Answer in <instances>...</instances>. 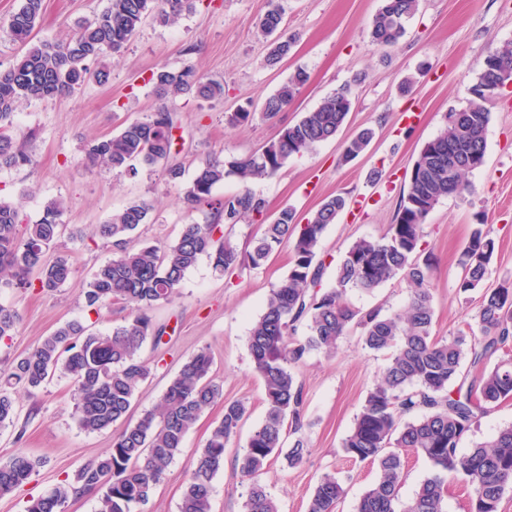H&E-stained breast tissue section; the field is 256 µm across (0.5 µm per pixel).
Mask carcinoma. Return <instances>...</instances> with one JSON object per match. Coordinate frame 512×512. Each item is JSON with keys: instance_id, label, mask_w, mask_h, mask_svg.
<instances>
[{"instance_id": "1", "label": "carcinoma", "mask_w": 512, "mask_h": 512, "mask_svg": "<svg viewBox=\"0 0 512 512\" xmlns=\"http://www.w3.org/2000/svg\"><path fill=\"white\" fill-rule=\"evenodd\" d=\"M196 2L108 0L101 14L80 24L60 43L33 40L42 0H24L8 23L23 52L0 71V168L31 162L11 134L21 102L68 96L91 78L107 82L108 59L127 46L148 18L170 23L193 11ZM418 3L382 0L371 24L372 42L385 48L396 46ZM282 22L280 0H268V9L258 22L262 36L271 38L265 58L268 66L279 63L295 43L294 37L282 31ZM511 79L512 44L508 43L480 61L469 104L449 113L440 134L419 151L407 193L387 233L355 241L336 266V286L331 289L321 288L324 262L319 252L325 230L348 206L346 197L325 199L299 224L288 207L269 217L267 201L248 188L219 199L213 197V189L228 176L244 184L272 177L288 159L334 138L351 110L346 87L324 97L261 152L223 161L214 158L197 166L183 200L191 208L208 207L210 219L205 224L185 225L176 241L129 246L133 233L148 219L150 206L144 201L129 203L99 225V234L112 240L119 254L100 265L83 285L85 305L98 313L121 303L130 307L131 314L124 324L104 334L71 320L1 370L0 427L14 424L18 417L11 389L37 390L58 371L73 380L75 414L83 430L101 432L119 421L124 427L105 455L31 499L27 512H65L71 500L87 494L97 497V512H141L184 448L187 434L224 395L222 385L210 377L212 356L201 349L183 363L160 401L136 422L130 421L132 404L150 375L140 351L149 341L161 343L165 334V328L154 324L147 311L170 301L202 257H208L220 274L244 262L258 269L288 240L293 246L288 273L270 290L264 312L249 329L250 356L263 383L266 411L235 458L239 472L251 480L244 512H280L259 476L279 456L287 434L303 427L302 387L295 366L311 351L336 352L339 339L352 326L361 328L365 348L389 353L342 442L345 454L378 469L356 512H445L448 481L459 475L471 489L469 512H498L504 494L512 489V426L467 454H459L458 446L480 417L512 400V283L482 292L479 333L460 331L449 339L437 338L432 335L434 305L427 288L432 255L423 257L421 252L423 226L430 212L440 200L467 188L466 176L475 170L470 155L486 158L490 112L485 90ZM308 80L307 71L296 68L265 99L263 116L275 118ZM149 82L161 100L158 109L143 121L126 123L117 132L92 140L86 148L90 166L134 176L139 163L162 164L170 179L184 176L180 165L170 163L176 125L166 101L182 96L220 99L224 84L203 78L191 66H163L151 74ZM373 137V130L363 129L346 140L343 159L359 156ZM65 210L63 200H53L39 220L24 224L19 208L0 199V290L26 289L36 281L41 290L52 292L71 279L73 266L67 258H48L51 246L67 228L62 221ZM243 221L265 225L244 258L224 236V225ZM494 251L493 239L476 227L462 253L464 275L459 292L469 293L483 285ZM399 276L413 286L410 303L400 311L391 315L376 309L363 312L347 301L352 288L372 290ZM18 322L15 310L0 305V340L12 336ZM299 322L305 323L308 335L302 342H292L290 336ZM500 351L506 358L485 367L488 356ZM415 409L421 410L416 419L401 422L403 415ZM247 416L244 403H224L222 417L213 424L204 446L195 451L178 512H211L213 480L224 468L225 448ZM407 449L426 458L432 470L404 502L399 490L405 470L402 451ZM305 452L304 439L295 438L288 449V466H298ZM38 465L39 460L25 453L0 460V497L24 485ZM344 494L341 481L325 476L314 487L307 512H335Z\"/></svg>"}]
</instances>
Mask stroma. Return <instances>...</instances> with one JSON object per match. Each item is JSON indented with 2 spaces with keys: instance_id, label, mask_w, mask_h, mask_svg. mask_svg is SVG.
<instances>
[{
  "instance_id": "stroma-1",
  "label": "stroma",
  "mask_w": 512,
  "mask_h": 512,
  "mask_svg": "<svg viewBox=\"0 0 512 512\" xmlns=\"http://www.w3.org/2000/svg\"><path fill=\"white\" fill-rule=\"evenodd\" d=\"M381 4L282 0L283 26L296 42L288 58L270 68L256 27L266 0H198L193 13L174 23L147 19L124 52L112 57L107 84L89 81L70 96L21 104L14 114L13 134L32 163L0 168V197L17 204L22 218L30 222L40 218L50 200L68 201L63 216L68 229L54 252L70 257L75 273L54 292L37 287L0 291V304L20 316L15 334L0 341V364L28 351L66 321L78 319L104 332L128 318L130 310L121 304L90 311L81 294L91 273L113 256L111 242L101 238L96 227L114 211L135 200L151 204L149 220L138 233L139 242L149 244L172 242L184 225L206 222V209L187 208L183 183L169 181L163 166L142 165L131 176L102 173L84 161L87 140L112 134L155 111L159 101L149 78L164 65H190L224 84L222 99L182 97L171 105L178 135L173 161L188 172L212 156L240 158L262 149L323 97L351 86V112L334 140L290 159L277 175L251 184L267 199L271 213L288 207L300 219L328 196L347 198V209L321 241V286L334 287L336 266L349 247L364 237H380L394 222L414 160L443 128L448 112L467 105L478 62L491 48L512 42V0H419L399 44L382 48L370 38L371 21ZM106 5L107 0H43L37 36L65 40L77 22L93 18ZM298 66L310 79L276 118L257 113L248 124L229 125L228 117L238 107L250 104L259 110ZM489 109L486 161L468 177L471 192L442 200L424 226V245L433 256L432 333L440 338L455 336L475 322L480 293H459L458 283L464 274L461 254L476 224H483L495 241L487 286L512 281V88L503 89ZM367 127L375 131L369 148L342 162L343 141ZM291 257L292 247L285 243L264 267L243 266L224 275L215 273L209 258H201L172 301L150 312L166 333L161 344H146L141 351L151 375L131 408L132 417L155 405L183 362L203 348L213 357L211 375L222 383L225 401L238 400L249 409L214 479L212 512H243L249 480L236 468L235 457L266 409L248 332L271 288L288 272ZM411 293L407 281L397 278L369 292L351 291L350 299L362 310L377 308L388 315L403 308ZM360 336L359 328L350 329L334 355L310 353L297 368L308 452L294 468L284 458L275 459L261 476L281 512H306L314 486L326 475L341 480L346 490L335 512H354L376 478L374 465L348 457L341 448L388 359L387 353L364 348ZM73 389L68 376L55 374L33 396L23 397L16 426L0 429V459L22 451L41 460L26 484L0 498V512H26L30 499L111 448L118 427L102 432L81 429ZM222 412V404L215 405L189 433L146 512H178L193 454L203 447Z\"/></svg>"
}]
</instances>
